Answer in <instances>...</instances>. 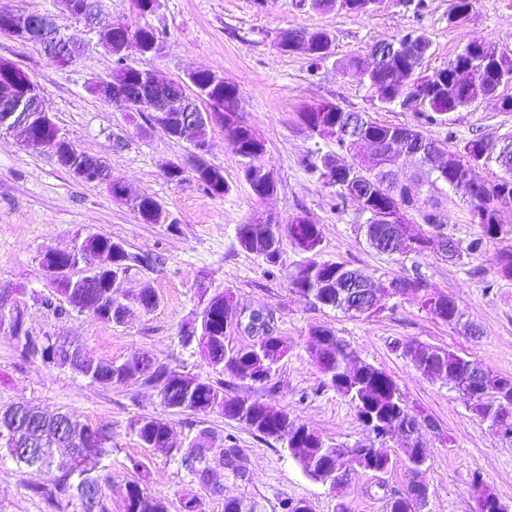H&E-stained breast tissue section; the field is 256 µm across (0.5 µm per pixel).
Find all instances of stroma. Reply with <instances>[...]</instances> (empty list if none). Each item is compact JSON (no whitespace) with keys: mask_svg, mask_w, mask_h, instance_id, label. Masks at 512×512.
<instances>
[{"mask_svg":"<svg viewBox=\"0 0 512 512\" xmlns=\"http://www.w3.org/2000/svg\"><path fill=\"white\" fill-rule=\"evenodd\" d=\"M452 3L384 0L373 13L355 14L323 12L299 0H163L158 13L142 16L133 11L131 0H100L102 12L113 19L163 32L162 54L133 56L136 66L173 80L208 69L238 88L240 116L264 140L277 175L276 193L263 200L243 180L241 161L218 126L209 131L207 158L223 171L230 193L214 198L192 180H167L165 164L184 161L190 145L91 93V82L108 78L113 67L95 35L70 16L61 0H0L1 10L51 15L63 34L83 43L80 56L61 67L35 46L0 35V59L31 74L41 88L43 109L78 151L105 159L114 181L131 193L153 195L171 218L167 224L142 223L105 186L83 182L60 166L50 149L23 147L15 136L0 134V295L23 312L32 335L69 338L97 360L120 363L150 355L169 368L223 383L229 396L287 408L296 424L351 445L364 441L367 432L349 399L327 384L307 349L310 329L330 326L362 360L390 374L417 413L422 440L431 452L418 476L429 490L425 512H477L476 482L512 505V438L481 423L452 383L420 374L400 349L401 343L414 340L512 376V280L493 268L498 242L456 261L435 247L420 253L409 248L394 255L377 252L363 236L362 218L352 207L337 205L332 188L310 168L320 156L334 152V145L313 135L299 117L304 106L328 101L368 113L378 122L416 127L443 150L472 136L495 145L512 139V112L499 111L494 101L460 110L450 122H432L412 108L383 107L375 90L344 71L349 57L370 61L374 45L412 29L426 32L432 41L423 62L427 70L448 63L474 40L512 48V0H478L466 18L453 24L448 21ZM317 29L333 39L332 57L318 68H311L305 54L277 45L285 33ZM431 202L445 216L443 235L466 249L480 229L470 221L464 190L446 189ZM297 214L320 224L323 259L346 263L372 282L385 276H422L456 300L465 324L477 325L479 336L449 326L403 298L389 301L386 310L368 319L315 307L289 284V272L300 259L291 242L283 243L280 262L273 267L236 238L238 225L268 216L284 224ZM90 233L107 235L132 254L152 256L151 265L133 266L123 285L129 297L151 288L157 297L152 311L134 306L123 322L107 323L75 310L59 315L44 305L54 291L42 267L44 254L71 249ZM224 290L232 292L238 312H270L276 334L288 339L291 349L271 382L219 372L197 349L181 344L182 332L198 323L203 292ZM18 403L48 413L67 411L111 433V512H124L126 486L137 480L130 467L134 458L148 465L142 481L146 493L173 504L197 497L201 512H224L229 499L238 501L242 512H282L286 499L307 501L314 512H334L340 502L349 512H385L386 493H402L408 486L399 468L380 481L359 472L332 489L308 478L278 442L255 436L220 414L174 416L177 446L187 447L200 431L210 430L237 451L243 477L215 459L208 482L200 483L184 470L177 454L143 447L131 430L137 418L163 413L158 389L136 378L121 385L93 383L41 358L20 357L15 341L0 333V408ZM27 479L11 462L0 463V512H47L44 503L27 493Z\"/></svg>","mask_w":512,"mask_h":512,"instance_id":"1","label":"stroma"}]
</instances>
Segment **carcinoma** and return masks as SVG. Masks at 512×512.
<instances>
[{
	"instance_id": "1",
	"label": "carcinoma",
	"mask_w": 512,
	"mask_h": 512,
	"mask_svg": "<svg viewBox=\"0 0 512 512\" xmlns=\"http://www.w3.org/2000/svg\"><path fill=\"white\" fill-rule=\"evenodd\" d=\"M351 0H311V7L317 10L338 9L355 14H367L377 10L378 0H359V3L348 6ZM133 37L139 46L140 54L163 45V33L150 26L132 28ZM416 41L408 47L404 54L392 63L407 68L406 84H393L388 96L380 98V102L388 107H407L410 95L418 93L423 96L421 111L430 120L448 121L450 115L465 109L474 103L495 99L503 112H512V95L502 94V89L512 86V50L500 48L492 43L471 41L466 44V53H457L448 64L430 72L422 69V64L432 47L430 37L421 31H413ZM300 35L310 41L309 59L318 65L333 54V40L330 34L322 29L302 31ZM123 44V34H118L117 47L108 48L112 55L114 68L112 80L124 84L129 96L135 98L141 92L139 67L129 62V55L119 52ZM470 69L474 80L463 89L457 85L456 72L460 67ZM191 90L203 93L224 109V137L229 141L234 152L242 159V174L253 195L264 198L268 190H277L276 177H267L262 171L273 172L269 161L265 158L266 148L260 135L239 117V91L231 83L222 80L216 82L212 72L206 69L194 73ZM348 111L337 104H312L300 112V119L311 133L324 137L330 130L335 137L328 142L336 145V153L325 154L312 168L319 178L329 187L335 189L336 201L341 205H350L365 217L362 228L369 244L379 250L380 240L389 235L395 225L388 224L384 216L387 208L400 207L405 216L419 210V195L413 188L396 187L392 182L383 179L384 170L396 163L400 158L398 147L407 145L417 157L422 169L421 185L427 187L429 193H435L440 187L454 188L463 179L470 167H479L492 159L504 160L512 156V144L503 146L499 153L480 152L477 145L483 139L473 137L460 141L449 152L448 170L437 172L429 165L426 148L434 144L421 130L406 126L377 122L368 116L355 113L359 122L362 137L375 140L384 146V151L377 157H366L352 152L349 143L343 140L341 128ZM58 163L66 169L73 167L85 169L93 174L99 170L109 171L107 164L97 158L78 150H73L65 158L53 152ZM195 175L191 179L208 195L222 198L231 191L230 184L224 179V173L217 167L202 163L194 155H189ZM512 187V168L490 184H484L475 192L469 193V212L473 223L480 228V237L473 240L468 248L469 253L481 252L484 243L507 239L512 235V225L508 226L502 219L501 211L494 203L493 196L497 189ZM129 207L145 224H167L170 215L166 208L154 196L142 194L128 202ZM272 232L268 239L250 241L246 238L249 228L240 224L236 228V237L242 248L250 251L275 265L281 258L282 234H287L292 245L303 254V259L296 264L289 275L290 285L298 292L311 298L313 304L321 308L344 310V288L347 278L355 273L346 264L321 258V227L302 216L294 217L283 225L273 220ZM85 241L105 249H119L118 258L114 260L112 277L92 275L80 271L70 276L69 271L76 265L75 259L61 258L64 269V281L57 284L52 298L45 299V305L53 308L58 314L67 313L68 309L92 314L104 322L119 323L124 318L127 305L122 302L123 293L120 284L131 265L135 262L143 264L148 259L129 253L112 238L102 234H88ZM496 273L505 279H512V245L499 248L493 258ZM82 283L80 288L68 287V281ZM399 283L403 288L412 290L410 298L415 299L421 308L435 318L450 325L461 320L462 313L456 301L449 295L434 290L421 276L412 278L386 279L380 286ZM231 302L230 292H218L210 303L204 305L201 312L200 328L188 329L181 336L183 344H196L198 349L209 360V363L233 375L251 367L254 359L261 357L267 364L266 374L258 379L260 383L273 380L280 363L288 355L289 346L282 336H271L262 341L254 340L237 349H227L224 339L230 330L228 313ZM13 331L9 336L19 347L20 356L39 357L43 361L58 368L66 367V359L57 361L51 357L53 348L52 337L33 336L25 328L20 312L12 314ZM418 354L414 355L413 363L423 375L433 376V370L445 367L460 376L465 369L468 358L453 351L424 343L415 344ZM308 351L315 359L320 370L326 375L328 383L337 393L347 397L354 405L356 415L369 434L363 447H385L382 430L393 423L413 422L416 436L403 448L405 457H390L382 463H370L358 457L350 462L352 472H370L377 477L390 473L397 465H402L408 475L412 476L430 461V451L420 441L419 424L408 406L397 382L384 370L369 363L361 362L363 372L350 369L351 360L358 359L356 352L346 344L336 332L326 326L311 329L308 340ZM131 360L122 363L110 360H97L89 380L93 383L112 386L124 383L122 378ZM453 376V377H455ZM448 377V380H453ZM171 382V369L156 363L146 375L145 384L161 391L163 407L170 415L183 413H199L210 405L217 406L225 419L233 421L249 432L271 438L287 447L305 448L307 452L297 462L306 475H311L318 466L329 470L336 467L340 456L349 452V448L323 438L317 432L304 431V427L295 424L288 409L276 406L259 399L247 400L248 407L239 405V398L224 394V383L202 381L195 395L197 405H181V393L178 390L168 391ZM474 397L472 409L478 413L482 422L494 430L502 422L500 415L503 409L484 386L478 382L468 385ZM30 423L36 429L51 431L56 425L69 423L85 432L83 436V465L78 469L71 468L67 463L55 461V447L46 444L35 449L25 457L16 452L10 439L0 435V461L11 460L30 473H44L42 480H29L25 487L28 492L41 499L48 512H110V504L106 495L109 477L103 475L106 470L105 461L112 453V436L98 433V430L78 420L70 413L34 415ZM170 421L162 416H143L133 423L132 431L138 441L150 448H164L166 452H176L181 456L182 465L189 472L207 480L209 472V454L216 442H224V438L210 430H203L186 448L167 444V427ZM429 498L427 487L419 488L413 500H408L401 493L386 496V512H423ZM125 512H169L165 501L148 495L140 488L139 483L128 485L125 496Z\"/></svg>"
}]
</instances>
